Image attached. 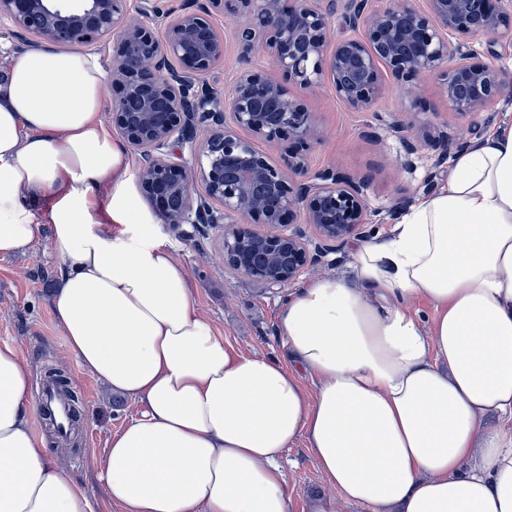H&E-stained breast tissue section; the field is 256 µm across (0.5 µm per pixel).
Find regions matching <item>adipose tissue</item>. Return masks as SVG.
Wrapping results in <instances>:
<instances>
[{
	"label": "adipose tissue",
	"mask_w": 512,
	"mask_h": 512,
	"mask_svg": "<svg viewBox=\"0 0 512 512\" xmlns=\"http://www.w3.org/2000/svg\"><path fill=\"white\" fill-rule=\"evenodd\" d=\"M80 50L0 70V256L48 234L69 350L138 411L99 461L120 512H293L281 461L307 441L329 492L369 512H512V123L359 243L346 278L289 296L279 330L314 379L235 351L130 186ZM431 306L422 318L419 303ZM31 368L0 344V512H98L30 424Z\"/></svg>",
	"instance_id": "obj_1"
}]
</instances>
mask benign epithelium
Returning a JSON list of instances; mask_svg holds the SVG:
<instances>
[{
	"mask_svg": "<svg viewBox=\"0 0 512 512\" xmlns=\"http://www.w3.org/2000/svg\"><path fill=\"white\" fill-rule=\"evenodd\" d=\"M83 2L69 10L59 0H0V22L23 41L60 50L116 44L107 72L110 119L140 157L143 196L176 228L224 225L225 262L280 288L359 235L367 223L364 184L334 169L308 176L303 151L319 133L283 84L250 70L227 94L202 83L224 56L212 11L245 17L234 31L243 54L263 49L301 89L328 81L357 111L375 106L386 70L407 79L438 76L448 107L469 120V140L483 133L478 113L512 99L493 63L497 47L512 43V11L495 0H427L425 10L416 0H349L343 25L353 34L334 40L332 11L321 0H195L179 11H164L157 0ZM450 31L483 36L484 52L452 49ZM257 140L291 146L277 161L257 150ZM429 144L441 160L468 140L439 134ZM293 213L315 230L314 248L305 232L285 230Z\"/></svg>",
	"mask_w": 512,
	"mask_h": 512,
	"instance_id": "obj_1",
	"label": "benign epithelium"
}]
</instances>
